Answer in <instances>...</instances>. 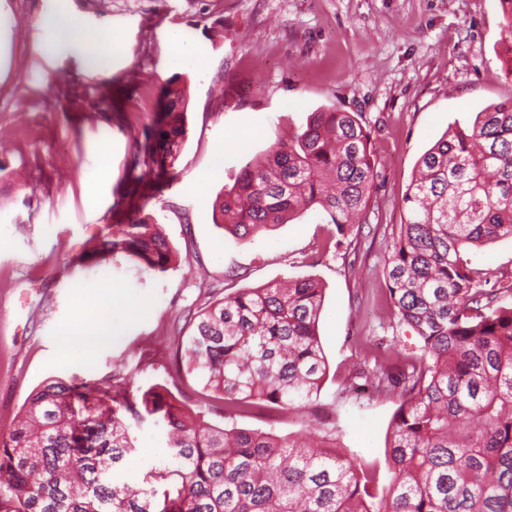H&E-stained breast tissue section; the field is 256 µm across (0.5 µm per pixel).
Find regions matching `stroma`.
Masks as SVG:
<instances>
[{"mask_svg": "<svg viewBox=\"0 0 512 512\" xmlns=\"http://www.w3.org/2000/svg\"><path fill=\"white\" fill-rule=\"evenodd\" d=\"M53 13L104 44L110 80L94 76L82 52L48 50ZM501 22L500 0H0V440L52 378L160 384L196 406L202 385L175 364L190 317L225 288L310 276L325 290L320 395L236 424L284 434L332 422L348 453L385 467L396 397L343 384L355 366L373 367L379 344L407 354L420 345L389 315L385 261L423 152L455 120L512 97ZM176 40L194 62L171 52ZM174 78L188 97L185 140L172 175L144 183L146 133ZM329 107L360 113L375 147L363 223L341 232L311 211L250 242L218 228L214 203L245 162ZM104 148L112 180L93 203L88 184ZM202 172L208 180L196 182ZM136 205L161 224L175 269L152 275L120 257L85 270L79 255ZM330 237L335 249L321 253ZM471 260L489 278L512 276V239ZM231 271L238 279L225 281ZM99 283L119 290L127 314L111 335L90 338L86 357L59 359L81 290ZM132 436L135 486L162 461L166 432L150 418Z\"/></svg>", "mask_w": 512, "mask_h": 512, "instance_id": "obj_1", "label": "stroma"}]
</instances>
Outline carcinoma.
Wrapping results in <instances>:
<instances>
[{"label": "carcinoma", "instance_id": "1", "mask_svg": "<svg viewBox=\"0 0 512 512\" xmlns=\"http://www.w3.org/2000/svg\"><path fill=\"white\" fill-rule=\"evenodd\" d=\"M502 2L512 76V0ZM186 101L171 80L147 134L146 166L158 177L178 157ZM376 177L358 115L316 111L224 187L220 227L245 241L313 207L341 231L368 209ZM402 203L387 291L392 319L421 345L372 370L377 391L399 399L387 483L337 449L333 428L314 442L236 427L239 416L319 396L324 289L301 277L236 289L197 312L176 346L179 371L203 384L197 411L159 386L135 395L120 384L44 382L0 440V512H512V307L498 304L512 296V276L491 285L468 257L512 239V99L448 127L419 158ZM106 255L158 274L176 261L138 207L80 260ZM147 417L166 426L169 452L136 488L123 472L136 452L132 425Z\"/></svg>", "mask_w": 512, "mask_h": 512}]
</instances>
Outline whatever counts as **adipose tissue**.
Returning <instances> with one entry per match:
<instances>
[{"label":"adipose tissue","mask_w":512,"mask_h":512,"mask_svg":"<svg viewBox=\"0 0 512 512\" xmlns=\"http://www.w3.org/2000/svg\"><path fill=\"white\" fill-rule=\"evenodd\" d=\"M125 310L121 296L110 286H95L83 292L75 310L74 323L63 339L60 357L67 359L83 350L87 334L110 335L113 318Z\"/></svg>","instance_id":"obj_1"}]
</instances>
